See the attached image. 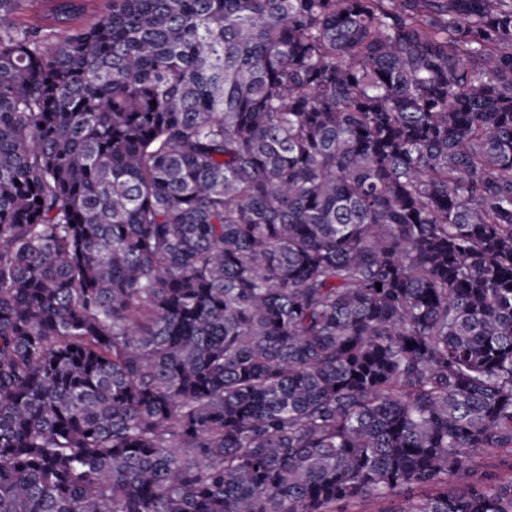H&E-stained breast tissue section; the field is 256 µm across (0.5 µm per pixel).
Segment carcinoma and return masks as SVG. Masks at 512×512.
Masks as SVG:
<instances>
[{
  "label": "carcinoma",
  "instance_id": "cac0c4a2",
  "mask_svg": "<svg viewBox=\"0 0 512 512\" xmlns=\"http://www.w3.org/2000/svg\"><path fill=\"white\" fill-rule=\"evenodd\" d=\"M411 487L512 512V0H0V512Z\"/></svg>",
  "mask_w": 512,
  "mask_h": 512
}]
</instances>
